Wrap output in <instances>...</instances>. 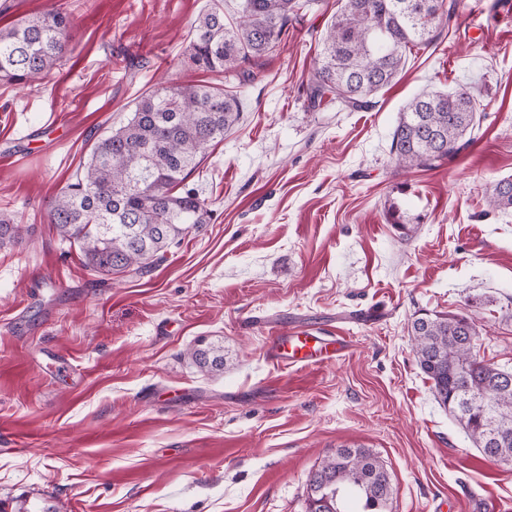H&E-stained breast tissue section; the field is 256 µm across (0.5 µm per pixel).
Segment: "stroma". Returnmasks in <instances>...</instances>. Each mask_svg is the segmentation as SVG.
<instances>
[{
    "label": "stroma",
    "instance_id": "35a3bbf8",
    "mask_svg": "<svg viewBox=\"0 0 512 512\" xmlns=\"http://www.w3.org/2000/svg\"><path fill=\"white\" fill-rule=\"evenodd\" d=\"M209 0H0V26L61 8L74 32L45 83H0V502L56 512H306L307 479L340 445L385 462L392 512H512V465L481 457L436 402L407 326L419 310L471 317L481 358L512 368V17L457 0L400 79L349 112L310 110L306 86L337 0H312L238 90L242 112L188 179L211 204L144 275L101 281L47 222L90 148L159 80L218 82L190 60ZM466 86L472 143L399 175L404 105ZM397 208L401 235L388 219ZM342 328L339 359L281 368L272 327ZM224 349L201 373L198 338ZM487 203L493 210H512V179L497 182L488 194Z\"/></svg>",
    "mask_w": 512,
    "mask_h": 512
}]
</instances>
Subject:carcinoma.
Masks as SVG:
<instances>
[{
    "instance_id": "cac0c4a2",
    "label": "carcinoma",
    "mask_w": 512,
    "mask_h": 512,
    "mask_svg": "<svg viewBox=\"0 0 512 512\" xmlns=\"http://www.w3.org/2000/svg\"><path fill=\"white\" fill-rule=\"evenodd\" d=\"M242 2V15L230 23L224 0H210L192 26L191 62L228 83L252 79L244 65L276 51L308 6V0ZM455 7L454 0H341L330 25L314 37L320 56L308 82L309 107H371L373 95L400 76L407 54L433 44L435 21L451 18ZM71 41L58 8L0 27V82L25 86L49 78ZM479 112L466 87L416 95L392 135L395 168L431 169L457 157ZM239 118L240 99L220 86H154L125 125L97 140L82 172L49 203L48 223L103 280L151 271L170 247L209 223V204L186 180ZM487 203L512 210V179L497 182ZM19 232L14 218L1 213L0 244ZM409 337L437 403L483 457L511 463L512 369L477 357L479 334L463 314L423 313L411 322ZM189 356L202 373L224 368L220 346L196 347ZM349 495L361 499L363 512H390L394 499L384 461L361 446L337 448L311 472L307 512H344Z\"/></svg>"
}]
</instances>
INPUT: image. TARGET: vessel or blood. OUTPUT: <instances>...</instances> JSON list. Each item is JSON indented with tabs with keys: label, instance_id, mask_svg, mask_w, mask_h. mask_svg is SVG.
Masks as SVG:
<instances>
[{
	"label": "vessel or blood",
	"instance_id": "1",
	"mask_svg": "<svg viewBox=\"0 0 512 512\" xmlns=\"http://www.w3.org/2000/svg\"><path fill=\"white\" fill-rule=\"evenodd\" d=\"M350 345V337L341 333L329 335L308 330L292 332L283 326L271 329L266 342L265 357L268 363L279 367L327 363Z\"/></svg>",
	"mask_w": 512,
	"mask_h": 512
}]
</instances>
